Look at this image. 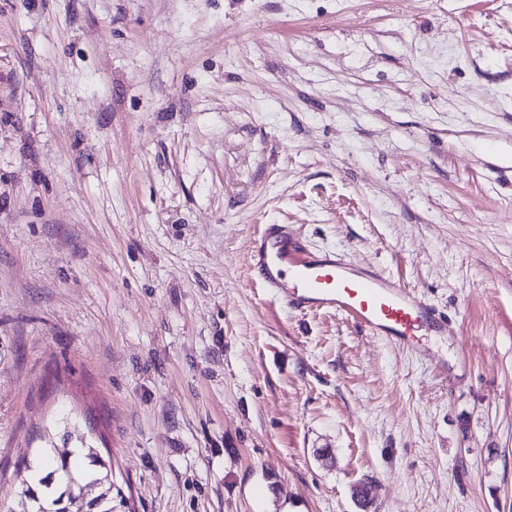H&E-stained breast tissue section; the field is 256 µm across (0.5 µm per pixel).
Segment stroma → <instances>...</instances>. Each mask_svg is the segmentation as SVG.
I'll use <instances>...</instances> for the list:
<instances>
[{
    "instance_id": "obj_1",
    "label": "stroma",
    "mask_w": 512,
    "mask_h": 512,
    "mask_svg": "<svg viewBox=\"0 0 512 512\" xmlns=\"http://www.w3.org/2000/svg\"><path fill=\"white\" fill-rule=\"evenodd\" d=\"M265 224L447 314L437 357L252 280ZM512 512V0H0V512ZM56 448L59 447L52 444V447L44 448L39 459L22 464V469L32 473L22 480L15 507L9 512H26V505H31L36 500L45 505V512H70L68 509L71 505V489L76 483H90L96 476H108L112 473L111 460L106 461L91 446L81 447L82 467L77 466L74 461L75 452ZM27 464H30V470ZM106 480L111 483L97 497L94 509L93 502L88 501L89 493L85 491L81 492L73 506L79 512H114L111 476Z\"/></svg>"
}]
</instances>
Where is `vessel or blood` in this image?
<instances>
[{"label": "vessel or blood", "mask_w": 512, "mask_h": 512, "mask_svg": "<svg viewBox=\"0 0 512 512\" xmlns=\"http://www.w3.org/2000/svg\"><path fill=\"white\" fill-rule=\"evenodd\" d=\"M249 268L271 301L294 313H341L372 335L428 358L430 338L448 322L372 264H352L333 251L311 250L289 224H265L250 246Z\"/></svg>", "instance_id": "obj_1"}]
</instances>
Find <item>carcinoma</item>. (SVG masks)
Masks as SVG:
<instances>
[{
  "mask_svg": "<svg viewBox=\"0 0 512 512\" xmlns=\"http://www.w3.org/2000/svg\"><path fill=\"white\" fill-rule=\"evenodd\" d=\"M80 455L81 467L76 465L73 451L52 446L44 449L36 461L22 464L23 469H31V474L22 480L15 507L9 512H25L26 506L36 500L45 505L46 512H69L71 489L76 483H90L97 476L112 473V462L93 447H81Z\"/></svg>",
  "mask_w": 512,
  "mask_h": 512,
  "instance_id": "1",
  "label": "carcinoma"
}]
</instances>
